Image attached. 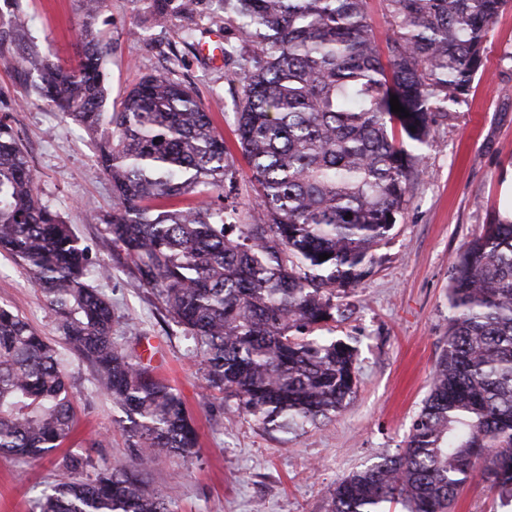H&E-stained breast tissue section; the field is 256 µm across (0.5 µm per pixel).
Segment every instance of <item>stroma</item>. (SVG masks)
<instances>
[{
  "label": "stroma",
  "mask_w": 512,
  "mask_h": 512,
  "mask_svg": "<svg viewBox=\"0 0 512 512\" xmlns=\"http://www.w3.org/2000/svg\"><path fill=\"white\" fill-rule=\"evenodd\" d=\"M194 28L186 45L183 30ZM76 0H0V122L10 125L37 178L43 201L71 224L90 255L111 266L97 287L110 301L112 334L125 349L151 347L156 372L180 390L196 427L195 456L154 463L150 481L173 497L179 512H327L336 484L379 457L397 454L430 389L434 364L448 334V274L457 254L512 201L502 185L512 177V0L485 42L484 68L464 104L440 124L423 151L421 177L406 210L375 252L372 273L346 298L347 319L331 333L356 349L357 389L331 421L288 433L256 425L221 394H203L198 360L179 327L166 321L156 293L143 286L125 253L104 230L112 184L96 171L105 137L91 133L38 99L32 87L40 65H69L81 50ZM95 28L108 52L105 109L118 111L146 74L189 86L210 112L239 174L225 192L240 223L256 213V191L237 143L233 62L202 55V46L237 44L238 32L218 0H197L186 22L169 0H105ZM0 306L60 343L52 311L31 276L0 254ZM77 396L71 442L41 460L0 453V512H34L45 484L54 482L66 454H91L97 465L132 463L120 412L92 383L90 367L69 357ZM452 512H512L474 479Z\"/></svg>",
  "instance_id": "35a3bbf8"
}]
</instances>
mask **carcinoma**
<instances>
[{"instance_id":"1","label":"carcinoma","mask_w":512,"mask_h":512,"mask_svg":"<svg viewBox=\"0 0 512 512\" xmlns=\"http://www.w3.org/2000/svg\"><path fill=\"white\" fill-rule=\"evenodd\" d=\"M76 65H45L35 94L87 131L112 130L98 170L112 182L105 231L155 290L202 387L224 393L266 429L329 419L355 392L354 348L323 331L404 213L421 155L483 67L484 43L508 0H224L239 45L235 131L260 214L236 223L224 205L237 169L210 113L181 81L146 74L123 109H104L107 47L91 31L103 0H80ZM397 96L408 115L391 111ZM198 196L193 205L176 200ZM351 218H346V215ZM0 251L31 275L66 350L124 414L133 465L61 463L38 512H177L145 475L187 458L198 437L180 392L112 336V305L92 281L71 225L39 196L11 127L0 123ZM328 254L322 261L319 256ZM448 339L404 440L341 480L328 512H448L475 477L512 499V223L493 221L449 271ZM65 354L0 307V451L21 459L61 447L75 428Z\"/></svg>"}]
</instances>
